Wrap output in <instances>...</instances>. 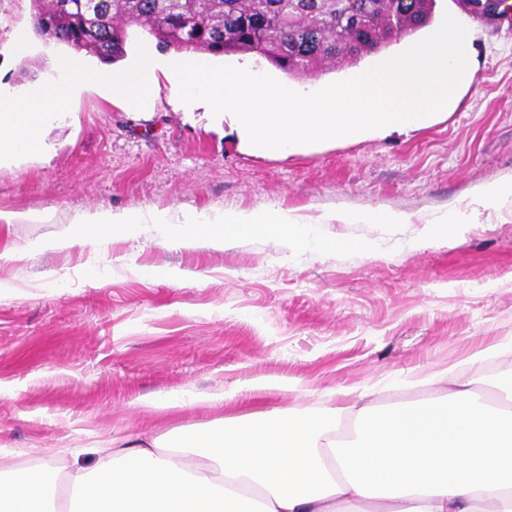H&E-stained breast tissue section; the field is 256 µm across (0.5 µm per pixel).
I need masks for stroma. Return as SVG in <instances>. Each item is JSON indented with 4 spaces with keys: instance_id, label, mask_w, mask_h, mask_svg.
Here are the masks:
<instances>
[{
    "instance_id": "35a3bbf8",
    "label": "stroma",
    "mask_w": 512,
    "mask_h": 512,
    "mask_svg": "<svg viewBox=\"0 0 512 512\" xmlns=\"http://www.w3.org/2000/svg\"><path fill=\"white\" fill-rule=\"evenodd\" d=\"M472 34L474 77L454 107L424 127L326 141L281 157L246 148L203 111L174 103L165 75L143 113L103 89H74L71 118L51 129L52 149L0 164V467L61 465L54 450L84 452L120 434L158 436L271 409L318 415L343 390L374 388L381 406L425 396L409 370L464 365L477 389L512 373V205L477 201L484 184L512 181V21L466 14L436 0L421 30L357 60L290 76L252 53L279 82L317 90L355 77L431 35L445 13ZM31 0H0V81L47 83L62 46L33 29ZM28 40V53L17 43ZM292 211L320 241L254 228L221 247L161 248L152 236L92 247L34 249L79 214L102 208ZM472 223L432 233L448 210ZM401 211L407 224H347L341 214ZM335 214L328 224L323 214ZM428 244H421V237ZM110 255L98 284L88 268ZM175 268L172 280L164 271ZM500 356L474 365L475 351ZM258 379L288 391L234 397ZM172 392L193 395L177 414L148 407Z\"/></svg>"
}]
</instances>
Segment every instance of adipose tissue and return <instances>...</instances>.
Returning <instances> with one entry per match:
<instances>
[{
	"label": "adipose tissue",
	"instance_id": "adipose-tissue-1",
	"mask_svg": "<svg viewBox=\"0 0 512 512\" xmlns=\"http://www.w3.org/2000/svg\"><path fill=\"white\" fill-rule=\"evenodd\" d=\"M159 228L158 244L224 243L261 227L316 246L288 211L85 213L50 247L96 246ZM447 372H413L434 396L380 408L370 391L313 417L276 410L176 429L144 444L103 442L94 464L0 470V512H512V389L497 400Z\"/></svg>",
	"mask_w": 512,
	"mask_h": 512
}]
</instances>
